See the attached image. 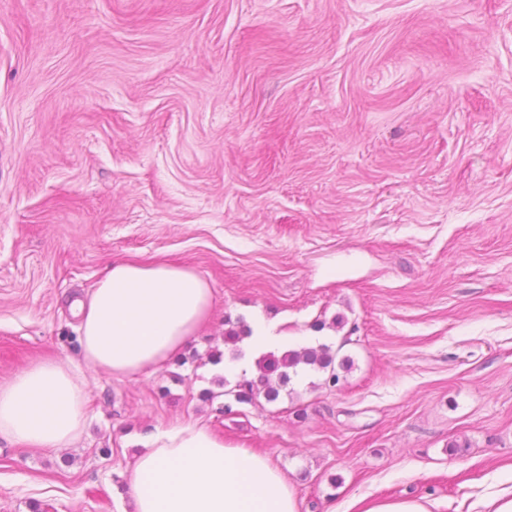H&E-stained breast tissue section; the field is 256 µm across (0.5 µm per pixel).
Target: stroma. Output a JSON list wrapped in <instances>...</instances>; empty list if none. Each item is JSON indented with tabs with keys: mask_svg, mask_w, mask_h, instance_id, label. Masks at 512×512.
<instances>
[{
	"mask_svg": "<svg viewBox=\"0 0 512 512\" xmlns=\"http://www.w3.org/2000/svg\"><path fill=\"white\" fill-rule=\"evenodd\" d=\"M115 260L208 282L183 360L86 365L69 302ZM229 317L352 367L224 412ZM48 359L86 429L0 438V512H120L146 436L188 422L300 512H468L512 480V0H0V385ZM438 502L428 499H396L371 502L362 512H441Z\"/></svg>",
	"mask_w": 512,
	"mask_h": 512,
	"instance_id": "stroma-1",
	"label": "stroma"
}]
</instances>
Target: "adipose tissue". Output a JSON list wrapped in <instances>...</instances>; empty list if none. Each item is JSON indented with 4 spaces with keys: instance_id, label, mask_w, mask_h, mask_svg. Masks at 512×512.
Listing matches in <instances>:
<instances>
[{
    "instance_id": "obj_1",
    "label": "adipose tissue",
    "mask_w": 512,
    "mask_h": 512,
    "mask_svg": "<svg viewBox=\"0 0 512 512\" xmlns=\"http://www.w3.org/2000/svg\"><path fill=\"white\" fill-rule=\"evenodd\" d=\"M212 306V289L190 268L119 261L70 304L84 361L120 379L177 356ZM86 400L75 367L37 363L0 386V438L70 447L86 427ZM128 483L130 512H299L287 476L266 457L192 425L157 429Z\"/></svg>"
}]
</instances>
